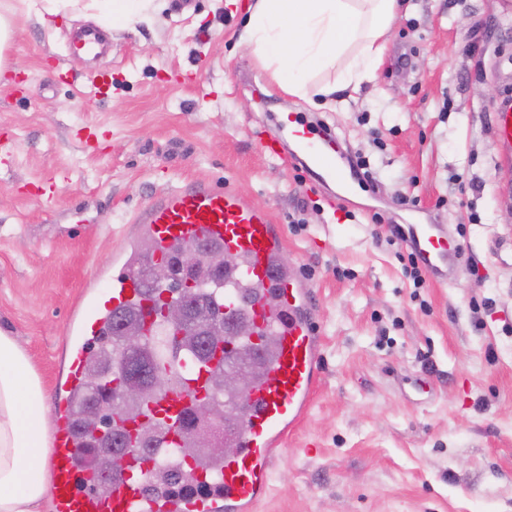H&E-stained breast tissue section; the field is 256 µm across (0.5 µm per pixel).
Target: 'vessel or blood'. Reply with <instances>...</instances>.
Segmentation results:
<instances>
[{
    "label": "vessel or blood",
    "instance_id": "obj_1",
    "mask_svg": "<svg viewBox=\"0 0 512 512\" xmlns=\"http://www.w3.org/2000/svg\"><path fill=\"white\" fill-rule=\"evenodd\" d=\"M289 135L304 164L319 177L347 182L352 173L341 142L331 133L301 121H290ZM135 223L144 225L161 247L197 237L236 253L246 264L249 282L262 297L255 303L258 330L274 327L279 337L276 355L268 362L264 378L244 396L235 433L236 450L226 456L219 476L208 480L198 470L199 481L209 484L204 494L167 498L143 497L132 476L145 472V464L129 457L126 479L115 481L106 494L90 492V472L81 470L75 440L69 430L66 407L53 409L56 420L53 471L57 512H251L269 489L270 461L288 430L305 416L319 384L321 353L316 327L306 302L308 286L282 272L278 257L284 238L267 211L258 209L231 186L198 185L166 192L141 209ZM406 246L433 278L445 280L459 247L440 225H416ZM107 310H93L82 329L98 336L107 323L108 310L143 304L131 274L114 277ZM221 367L213 360L192 375L181 377L168 391L155 397L151 410L172 413L195 409L209 390L208 379Z\"/></svg>",
    "mask_w": 512,
    "mask_h": 512
}]
</instances>
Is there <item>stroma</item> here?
Masks as SVG:
<instances>
[{"label":"stroma","mask_w":512,"mask_h":512,"mask_svg":"<svg viewBox=\"0 0 512 512\" xmlns=\"http://www.w3.org/2000/svg\"><path fill=\"white\" fill-rule=\"evenodd\" d=\"M1 8L19 34L0 76V332L49 402L69 395V343L115 256L140 246L134 215L228 184L280 226L321 338L320 387L256 512H512V151L494 129L512 100V0H409L376 79L320 107L261 70L230 0H162L118 29ZM89 26L110 49L72 64ZM290 112L368 176L345 189L268 154ZM410 224L461 244L449 281L405 277L388 228Z\"/></svg>","instance_id":"obj_1"}]
</instances>
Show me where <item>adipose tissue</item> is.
Segmentation results:
<instances>
[{"label": "adipose tissue", "instance_id": "adipose-tissue-1", "mask_svg": "<svg viewBox=\"0 0 512 512\" xmlns=\"http://www.w3.org/2000/svg\"><path fill=\"white\" fill-rule=\"evenodd\" d=\"M405 0H251L241 42L307 103L375 79ZM49 406L21 343L0 333V512H39L50 486Z\"/></svg>", "mask_w": 512, "mask_h": 512}]
</instances>
